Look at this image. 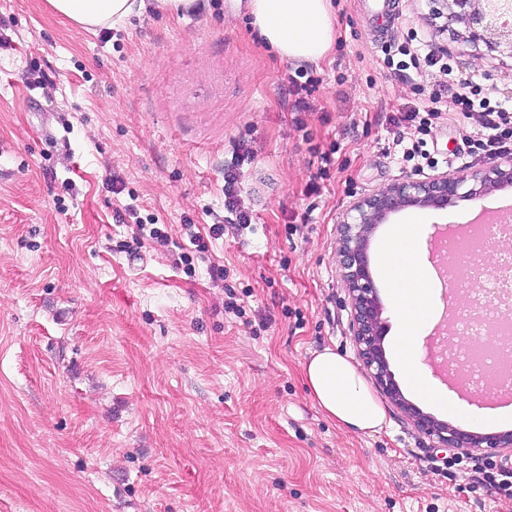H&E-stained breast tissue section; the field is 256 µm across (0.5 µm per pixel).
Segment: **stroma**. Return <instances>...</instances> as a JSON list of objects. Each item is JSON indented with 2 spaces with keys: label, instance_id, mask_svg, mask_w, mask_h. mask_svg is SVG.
Listing matches in <instances>:
<instances>
[{
  "label": "stroma",
  "instance_id": "1",
  "mask_svg": "<svg viewBox=\"0 0 512 512\" xmlns=\"http://www.w3.org/2000/svg\"><path fill=\"white\" fill-rule=\"evenodd\" d=\"M397 2L380 17L368 0H332L335 39L314 64L261 41L249 0L182 13L146 0L107 32L70 24L48 0H0V512H512L388 400L381 428L355 433L303 380L322 348L358 360L337 221L353 195L415 173L403 149L419 135L390 117L440 92L411 63L450 38L426 0ZM448 61L512 107V58ZM302 72L314 87L297 117ZM439 108L424 137L439 170L479 166L478 128ZM238 145L251 229L226 226L205 257L177 264L184 218L201 232L223 223ZM497 198L393 214L368 245L379 262L393 225H421L436 314L416 357L458 402L434 418L460 428L489 403L430 359L463 287L430 238ZM123 206L171 245L127 252L136 226L119 222ZM213 262L224 280L210 277ZM230 300L239 314L225 312Z\"/></svg>",
  "mask_w": 512,
  "mask_h": 512
}]
</instances>
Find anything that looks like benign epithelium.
I'll use <instances>...</instances> for the list:
<instances>
[{
	"label": "benign epithelium",
	"mask_w": 512,
	"mask_h": 512,
	"mask_svg": "<svg viewBox=\"0 0 512 512\" xmlns=\"http://www.w3.org/2000/svg\"><path fill=\"white\" fill-rule=\"evenodd\" d=\"M430 15L444 19L443 27L455 42L470 48L484 44L487 51L512 58V26L503 18L512 16V0H428ZM461 24V33L453 25ZM505 184H512V153L489 157L480 167L444 171L415 178L404 176L370 194L355 196L338 220V252L342 277L351 307V327L356 353L374 379L379 391L412 419L436 449H449L460 456L509 449L512 433L481 434L441 423L402 401L400 388L391 373L383 347V326L375 288L368 243L372 230L404 210H445L457 199L479 200Z\"/></svg>",
	"instance_id": "benign-epithelium-1"
}]
</instances>
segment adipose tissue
Returning a JSON list of instances; mask_svg holds the SVG:
<instances>
[{
	"mask_svg": "<svg viewBox=\"0 0 512 512\" xmlns=\"http://www.w3.org/2000/svg\"><path fill=\"white\" fill-rule=\"evenodd\" d=\"M50 6L78 27L118 26L141 12L145 0H48ZM253 24L258 34L280 56L298 62H318L328 53L334 37L330 0H251ZM420 227L395 225L382 249L380 273L391 286L395 311L394 355L406 385L438 409L456 405L434 388L415 360L420 331L432 320L430 279L416 261ZM307 387L317 405L349 431L369 434L383 421L355 367L342 355L324 348L303 368Z\"/></svg>",
	"mask_w": 512,
	"mask_h": 512,
	"instance_id": "ef3b65f1",
	"label": "adipose tissue"
}]
</instances>
